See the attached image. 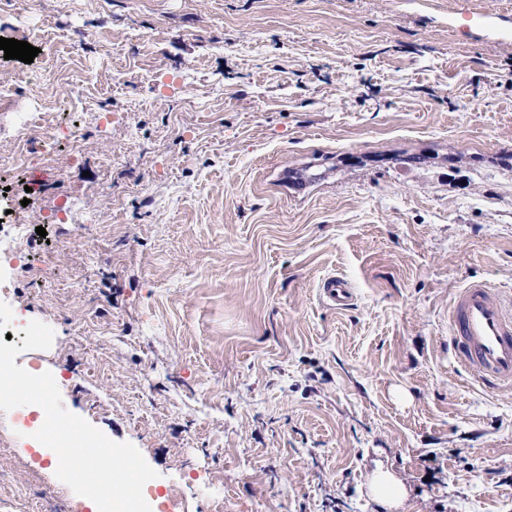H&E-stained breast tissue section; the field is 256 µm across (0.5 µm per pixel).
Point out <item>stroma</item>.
Here are the masks:
<instances>
[{"label":"stroma","instance_id":"1","mask_svg":"<svg viewBox=\"0 0 512 512\" xmlns=\"http://www.w3.org/2000/svg\"><path fill=\"white\" fill-rule=\"evenodd\" d=\"M473 13L512 0H0L39 50L0 57V325L52 328L16 365L139 449L156 512H381L376 460L403 512H512V388L449 324L470 281L512 297V37ZM29 112L79 142L18 163ZM34 419L0 411V512H97ZM51 222L58 224H81L79 205L75 200H63L51 211ZM320 296L326 305L337 308L348 306L352 299L347 281L338 276L327 277L321 282ZM369 494L384 512H397L409 498V489L393 471L392 467L379 462L374 469Z\"/></svg>","mask_w":512,"mask_h":512}]
</instances>
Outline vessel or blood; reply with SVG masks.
I'll use <instances>...</instances> for the list:
<instances>
[{
	"mask_svg": "<svg viewBox=\"0 0 512 512\" xmlns=\"http://www.w3.org/2000/svg\"><path fill=\"white\" fill-rule=\"evenodd\" d=\"M477 26L498 35L512 34V19L503 15H476ZM322 301L331 307L348 306L352 294L338 276L320 284ZM456 356L486 387L512 386V311L506 310L498 292L473 282L461 288L450 308Z\"/></svg>",
	"mask_w": 512,
	"mask_h": 512,
	"instance_id": "obj_1",
	"label": "vessel or blood"
}]
</instances>
